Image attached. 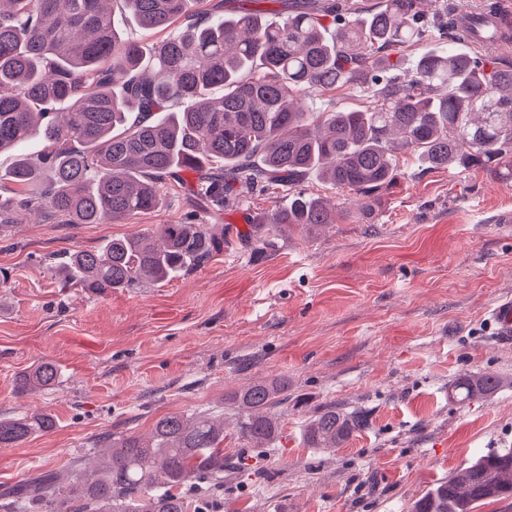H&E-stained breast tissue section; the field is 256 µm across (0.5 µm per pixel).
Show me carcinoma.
Wrapping results in <instances>:
<instances>
[{
	"mask_svg": "<svg viewBox=\"0 0 512 512\" xmlns=\"http://www.w3.org/2000/svg\"><path fill=\"white\" fill-rule=\"evenodd\" d=\"M234 0H0V224L44 208L65 224H106L157 209L173 182L209 213L281 189L288 204L251 224L245 237L274 246L285 227L336 223V204L299 188L308 173L363 197L372 211L399 175L398 155L432 167L480 166L512 179V63L491 64L455 47L464 32L454 8L430 18L416 0H273L279 19ZM147 31L182 20L181 30L144 56L113 24L116 7ZM436 39L410 68L389 51ZM363 87L357 111L308 112L315 93ZM43 143L44 183L23 148ZM211 224H162L60 254L65 285L105 296L115 288L173 280L223 252ZM45 361L17 379L16 392L47 389ZM493 375L452 386L463 403L495 390ZM241 438L261 448L278 430L272 410L288 403V382L264 379L235 394ZM362 412L334 405L304 429L311 448H340L367 428ZM46 413L0 417V447L48 433ZM224 422L170 412L147 435L102 437L64 471L35 474L0 492V512H188L185 484L224 489ZM512 499V452L478 457L417 500L411 512H475Z\"/></svg>",
	"mask_w": 512,
	"mask_h": 512,
	"instance_id": "1",
	"label": "carcinoma"
}]
</instances>
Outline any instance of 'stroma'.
Wrapping results in <instances>:
<instances>
[{
	"label": "stroma",
	"instance_id": "obj_1",
	"mask_svg": "<svg viewBox=\"0 0 512 512\" xmlns=\"http://www.w3.org/2000/svg\"><path fill=\"white\" fill-rule=\"evenodd\" d=\"M400 165L368 218L358 195L308 177L304 189L345 217L263 250L240 233L287 203L279 190L193 217L166 185L160 208L121 223L31 213L0 226V415L56 418L52 432L0 448V489L170 412L224 421L223 490H183L208 512H410L476 457L512 450V344L488 316L512 297V180L409 154ZM193 218L223 227L224 251L177 280L92 297L49 267L55 254ZM44 361L61 371L55 385L17 395L15 376ZM485 373L500 387L453 399L458 378ZM274 377L288 380L281 431L253 448L234 395ZM329 404L364 411L369 427L335 450L307 447V420Z\"/></svg>",
	"mask_w": 512,
	"mask_h": 512
}]
</instances>
